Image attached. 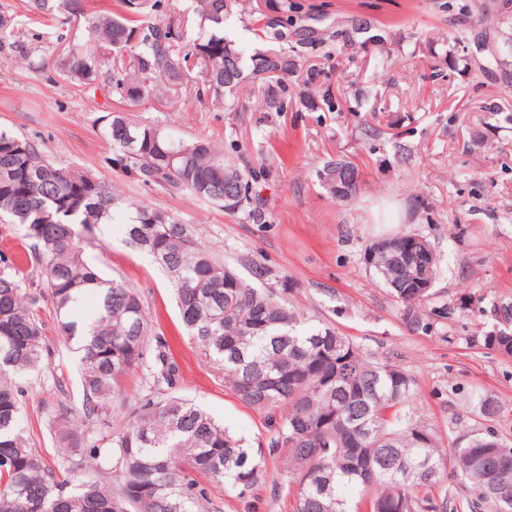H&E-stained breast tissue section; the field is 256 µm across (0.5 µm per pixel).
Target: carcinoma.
Masks as SVG:
<instances>
[{"instance_id": "1", "label": "carcinoma", "mask_w": 512, "mask_h": 512, "mask_svg": "<svg viewBox=\"0 0 512 512\" xmlns=\"http://www.w3.org/2000/svg\"><path fill=\"white\" fill-rule=\"evenodd\" d=\"M162 0H117L118 10L96 13L85 0H27L25 18L77 24L78 41L53 66L70 82L91 88L103 68L130 103L194 82L215 97L233 96L246 81L263 84L260 108L285 112L292 102L284 78L297 69L294 56L269 48L244 59L224 23L237 0H185L199 20L191 49L181 51L172 22L157 21ZM17 18L0 14V45L28 51L16 40ZM133 47L129 65L112 53ZM105 136L119 152L117 164L146 183L186 191L254 223L249 207L257 173L206 140L184 141L167 130L130 120L123 112L102 117ZM353 183L340 199L361 190L358 166L346 157L326 161L318 178L330 182L336 168ZM230 196L232 200L224 201ZM0 218L19 225L35 260L43 265L55 308L57 332L79 353L81 429L69 416L49 417L61 462L44 464L20 425L22 391L9 374L41 368L45 327L39 299L27 291V275L0 255V512H220L211 485L222 484L246 512H256L260 487L278 488L266 457H284L292 512H448L452 490L433 494L447 474L476 492L470 512L492 502L512 512V446L485 429L453 447L407 409L414 379L380 362L327 322L314 323L288 306L287 282L259 288L219 263L200 246L192 225L145 203L114 195L88 171L58 167L28 139L0 130ZM122 224L128 242L150 254L171 280L178 313L200 357L242 403L265 415V448H250L200 406L172 395L179 367L167 343L151 334L138 293L102 276L83 257L76 226ZM387 252L382 268L369 270L401 307L409 326L445 308H426L439 258L428 240L409 247L407 235H381L366 245ZM100 298L96 315H76L80 297ZM494 323L484 346L512 358V303H494ZM142 371L147 388L128 422L112 430V402L125 375ZM486 420L500 402L471 398Z\"/></svg>"}]
</instances>
